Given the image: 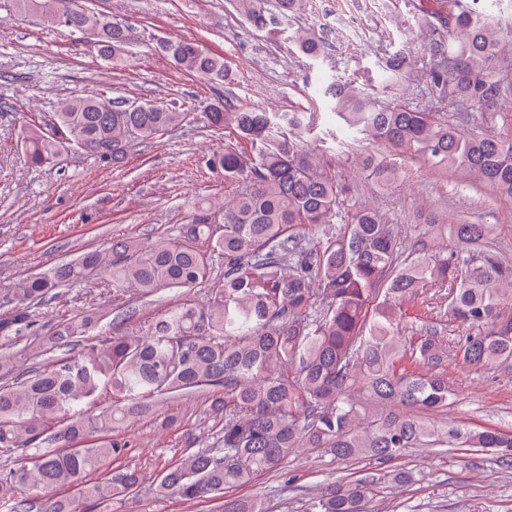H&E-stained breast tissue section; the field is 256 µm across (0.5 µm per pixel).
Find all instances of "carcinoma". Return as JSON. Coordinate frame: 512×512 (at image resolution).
<instances>
[{
  "label": "carcinoma",
  "mask_w": 512,
  "mask_h": 512,
  "mask_svg": "<svg viewBox=\"0 0 512 512\" xmlns=\"http://www.w3.org/2000/svg\"><path fill=\"white\" fill-rule=\"evenodd\" d=\"M20 13L64 30L82 29L98 57L113 66L129 61L126 25L77 0H10ZM233 0L255 32L293 18L304 0ZM432 29L424 65L429 100L380 105L345 84L325 90L331 110L384 154L367 153L362 166L384 189L408 180L397 159L418 156L441 173L467 172L503 199H512V36L462 0H439L425 11ZM299 52L325 54L323 41L296 31ZM155 49L184 73L220 88L233 69L199 43L165 37ZM407 57L385 64L394 78ZM200 118L214 131L231 130L241 145L213 152L206 165L237 186L229 201L194 204L177 239L150 246L114 240L69 263L0 286V335L23 336L35 326L33 309L77 281L109 279L150 297L190 290L211 280L216 261L224 279L208 304L182 302L153 318L143 333L88 345L50 365L17 371V353L0 348V451L26 454L16 470L0 473V502L12 512H83L88 499L125 501L139 492L135 467L102 466L125 457L128 424L172 399L207 394L222 418L213 443L184 452L154 484L160 497L187 501L278 470L299 454H327L371 466L327 483L302 512H367L394 486L416 481L412 469L386 463L412 448H478L512 468V436L493 427L472 429L436 422L433 411L453 393L451 357L468 367H512V264L491 242L493 225L466 215L417 212V239L403 245L394 226L349 197L316 133L317 113L298 108L269 112L220 98ZM191 122V113L145 100L87 93L57 101L48 122L21 125L25 161L41 167L80 151L106 164L122 162L135 141H153ZM346 227H334L337 215ZM449 234L450 247L432 251L424 236ZM432 293L437 312L457 332L448 343L432 311L415 306ZM98 320L91 312L57 324L51 347L80 346ZM419 336L405 335L406 325ZM103 394L110 405L95 417L83 412ZM58 487L75 490L54 495ZM224 512H271L258 497L224 502Z\"/></svg>",
  "instance_id": "obj_1"
}]
</instances>
